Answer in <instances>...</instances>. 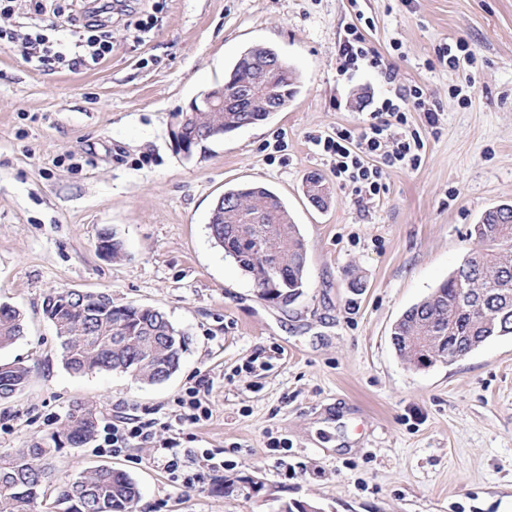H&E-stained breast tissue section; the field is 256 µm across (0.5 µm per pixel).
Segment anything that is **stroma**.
<instances>
[{"label": "stroma", "instance_id": "stroma-1", "mask_svg": "<svg viewBox=\"0 0 512 512\" xmlns=\"http://www.w3.org/2000/svg\"><path fill=\"white\" fill-rule=\"evenodd\" d=\"M143 14L151 28L128 27ZM361 16L392 80L337 72ZM459 41L474 66L436 65L437 49ZM256 45L295 69V97L179 152L174 114ZM415 85L438 103L440 131L409 112L420 166L371 157L385 191L355 199L314 136L363 126ZM313 171L331 191L323 210L303 194ZM253 182L280 195L307 249L303 293L287 306L260 298L210 235L215 201ZM501 204H512V0H117L112 53L98 65L36 68L0 48V304L27 322L0 361L29 369L0 404V452L50 435L81 403L104 424H151L182 450H223V470L189 489L135 440L116 455L90 444L49 459L57 483L99 465L127 472L138 512H278L294 500L322 512H512V335L424 371L391 341ZM105 228L124 258L98 253ZM64 289L164 312L187 338L179 370L152 385L66 370L43 314ZM199 381L210 418L172 425Z\"/></svg>", "mask_w": 512, "mask_h": 512}]
</instances>
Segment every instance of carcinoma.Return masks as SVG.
<instances>
[{
    "label": "carcinoma",
    "instance_id": "obj_1",
    "mask_svg": "<svg viewBox=\"0 0 512 512\" xmlns=\"http://www.w3.org/2000/svg\"><path fill=\"white\" fill-rule=\"evenodd\" d=\"M297 74L284 65L275 83L281 96L296 93ZM270 113L197 112L190 123L199 128L224 126V132L265 121ZM209 229L215 243L250 276L259 295L289 305L303 293L307 252L297 224L283 200L262 185L224 192L213 206ZM474 247L461 264L427 298L394 323L393 346L407 363L420 347L441 361L448 353L512 335V204L487 210L473 225ZM470 292H464V288ZM101 293H55L43 310L61 340L64 367L74 374L116 372L143 383L169 378L180 367L186 337L167 316L151 307L114 306ZM25 330L22 313L0 304V350ZM28 369L0 363V401L20 392ZM98 416L74 405L59 430L28 448L0 453V512H136L137 483L127 473L97 466L71 483L52 485L46 460L61 445L83 447L96 436Z\"/></svg>",
    "mask_w": 512,
    "mask_h": 512
}]
</instances>
